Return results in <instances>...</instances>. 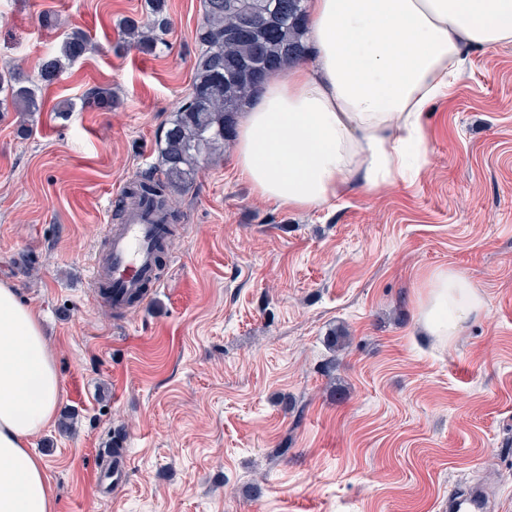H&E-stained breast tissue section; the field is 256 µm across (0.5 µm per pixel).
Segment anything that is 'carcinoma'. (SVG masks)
<instances>
[{
	"label": "carcinoma",
	"instance_id": "obj_1",
	"mask_svg": "<svg viewBox=\"0 0 512 512\" xmlns=\"http://www.w3.org/2000/svg\"><path fill=\"white\" fill-rule=\"evenodd\" d=\"M307 0H202L203 21L195 32L199 52L190 93L180 101L160 142V176L132 181L126 197L166 223L178 220L169 193L188 187L200 168L224 151L236 117L269 79L306 59L310 52ZM147 20L128 19V42L150 54L164 42L167 0H146ZM90 50L79 31L65 34L59 51L44 58L37 80L23 81L11 68L0 71V112H39L42 90Z\"/></svg>",
	"mask_w": 512,
	"mask_h": 512
}]
</instances>
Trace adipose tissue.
Wrapping results in <instances>:
<instances>
[{
	"label": "adipose tissue",
	"instance_id": "adipose-tissue-1",
	"mask_svg": "<svg viewBox=\"0 0 512 512\" xmlns=\"http://www.w3.org/2000/svg\"><path fill=\"white\" fill-rule=\"evenodd\" d=\"M314 54L270 79L237 132L236 169L260 198L303 211L395 185L428 164L430 104L466 55L512 43V0H310ZM485 307L451 268L424 283L419 318L450 342ZM61 397L36 309L0 283V512H57L32 446Z\"/></svg>",
	"mask_w": 512,
	"mask_h": 512
}]
</instances>
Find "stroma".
Masks as SVG:
<instances>
[{"label":"stroma","instance_id":"35a3bbf8","mask_svg":"<svg viewBox=\"0 0 512 512\" xmlns=\"http://www.w3.org/2000/svg\"><path fill=\"white\" fill-rule=\"evenodd\" d=\"M167 16L144 54L119 28L144 0H0V69L36 78L73 28L94 46L42 111L0 112V282L40 311L73 420L33 439L58 512H448L472 483L512 512V44L467 54L430 107L428 165L380 191L294 211L257 197L227 146L173 195L160 287L117 314L88 263L123 185L160 169L202 2ZM95 89L111 110L84 105ZM439 268L485 298L449 345L418 318ZM116 436L128 476L103 494L96 451Z\"/></svg>","mask_w":512,"mask_h":512}]
</instances>
